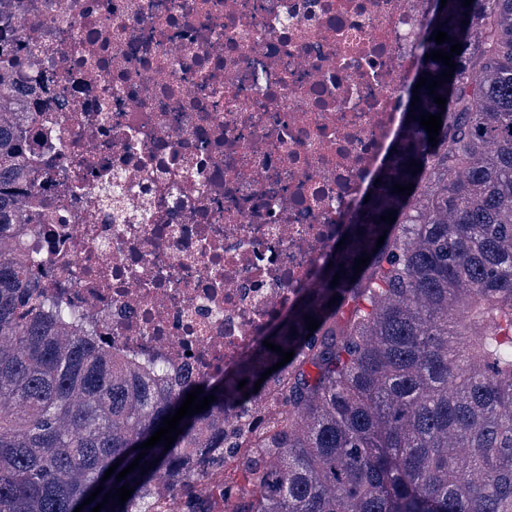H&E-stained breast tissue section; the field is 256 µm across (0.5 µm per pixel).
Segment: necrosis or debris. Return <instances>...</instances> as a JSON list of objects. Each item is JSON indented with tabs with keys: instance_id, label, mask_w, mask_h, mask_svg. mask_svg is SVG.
<instances>
[{
	"instance_id": "1",
	"label": "necrosis or debris",
	"mask_w": 512,
	"mask_h": 512,
	"mask_svg": "<svg viewBox=\"0 0 512 512\" xmlns=\"http://www.w3.org/2000/svg\"><path fill=\"white\" fill-rule=\"evenodd\" d=\"M0 2L35 65L40 286L169 383L221 376L391 153L430 0Z\"/></svg>"
}]
</instances>
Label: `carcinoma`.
Wrapping results in <instances>:
<instances>
[{
  "label": "carcinoma",
  "instance_id": "carcinoma-1",
  "mask_svg": "<svg viewBox=\"0 0 512 512\" xmlns=\"http://www.w3.org/2000/svg\"><path fill=\"white\" fill-rule=\"evenodd\" d=\"M460 41L436 88L446 109L425 88L411 108L402 85L407 114H441L437 146L406 119L345 244L269 337L294 356L257 392L278 353L248 356L231 381L168 388L165 360L113 356L44 294L20 247L26 195L39 193L24 158L35 113L9 111L19 83L5 76L25 77L27 62L0 53V512H74L101 485L91 512L125 483V505L101 512H512V0L431 10L417 76L439 79L446 66L425 54ZM197 386L216 401L180 420L170 449L146 452L155 468L116 481Z\"/></svg>",
  "mask_w": 512,
  "mask_h": 512
}]
</instances>
